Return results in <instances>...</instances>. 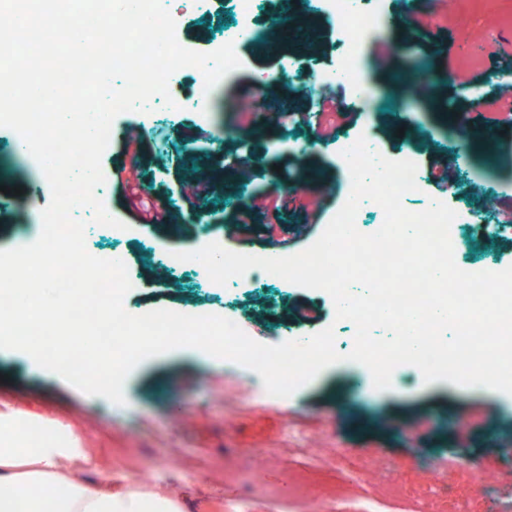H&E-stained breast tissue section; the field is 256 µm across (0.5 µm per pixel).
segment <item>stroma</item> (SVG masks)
<instances>
[{
    "label": "stroma",
    "instance_id": "1",
    "mask_svg": "<svg viewBox=\"0 0 512 512\" xmlns=\"http://www.w3.org/2000/svg\"><path fill=\"white\" fill-rule=\"evenodd\" d=\"M431 0H381L382 37L368 38L360 61L371 94L354 98L343 87L334 88L344 115L337 121L336 137L318 136L317 98L296 97L289 72L309 73L332 66L339 57L334 35L307 27L309 36L294 64L282 61V51L296 36L280 38L278 49L263 53L253 48L243 54L232 77L212 90L211 122L196 124L182 109L195 87L188 74L170 93L178 108L160 109L155 121L144 122L143 150L124 147L127 126L114 124V135L102 157L105 189L100 194L108 212L129 225L122 249L132 256L143 250L172 248L194 251L208 238L200 226L228 224L232 215L224 206V170L237 168L241 159L252 166L236 175L246 195L284 193L300 183L306 165L327 173L335 190L318 220L291 203L280 214L282 230L266 237L256 231L263 214L252 213L246 228L224 238V246L247 251L303 250L323 231L342 202L348 183L341 170L338 145L356 135L378 137L389 148H406L414 130L430 133L436 150L446 153L471 148L473 132L498 130L492 150H472L468 177L453 175L448 189L434 181L439 166L423 155L427 181L412 196L410 206L440 200L455 205L459 191L470 194V207H478L481 192L494 194L502 213H512V122L499 121L489 104L501 76L512 75V56L496 55L484 40L496 25H512V0H451L432 12ZM181 36L192 49L209 51L234 14L225 0H212L207 10L189 0H173ZM420 9L424 25L406 30L397 17ZM433 68V91L427 99L401 102L399 117L380 115V99L397 95L394 75L414 72L419 61ZM465 71L469 84L448 82L445 62ZM263 86L254 106V122L243 127L239 100ZM479 107H472V100ZM464 116L463 125L448 124L449 110ZM137 169L148 192L168 198L175 211L170 219L176 232L165 234L139 223L127 199L121 173ZM195 181L207 192L187 200L182 183ZM0 248L34 243L40 233L41 211L51 199L49 183L20 149L15 131L0 127ZM198 303L220 307L223 297L195 289V276L181 275L176 282L148 281L128 301L132 309L170 310L181 307L186 296ZM308 298L297 286L276 293L252 292L255 311L248 324L255 340L278 345L289 334L317 331L334 320L332 298H324L312 319L298 317ZM402 389L373 392L363 365L340 362L322 370L316 379L290 398L271 403L248 393L246 386L224 380V363L203 351L180 348L141 362L124 385L126 405L89 397L59 376L39 367L22 351L0 349V408L11 407L40 421L69 426L91 452L117 473L121 485L142 481L169 488L185 512H234L236 499L250 495L253 512H290L295 484L309 491L308 512H327L337 503L342 512H421L431 489L445 487L447 512H512V395L482 386L461 388L446 380L423 384L412 366L395 372ZM468 415L475 423L467 432L441 428L444 417ZM336 448L335 463H320L315 449ZM388 464L398 497L378 501L377 475L372 461Z\"/></svg>",
    "mask_w": 512,
    "mask_h": 512
}]
</instances>
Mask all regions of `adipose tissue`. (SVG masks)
I'll list each match as a JSON object with an SVG mask.
<instances>
[{
  "label": "adipose tissue",
  "mask_w": 512,
  "mask_h": 512,
  "mask_svg": "<svg viewBox=\"0 0 512 512\" xmlns=\"http://www.w3.org/2000/svg\"><path fill=\"white\" fill-rule=\"evenodd\" d=\"M27 427L17 411H0V512H182L159 486L114 490L111 471L78 440L61 442L58 425L48 424L34 445L22 440ZM91 471L97 482L87 480Z\"/></svg>",
  "instance_id": "ef3b65f1"
}]
</instances>
